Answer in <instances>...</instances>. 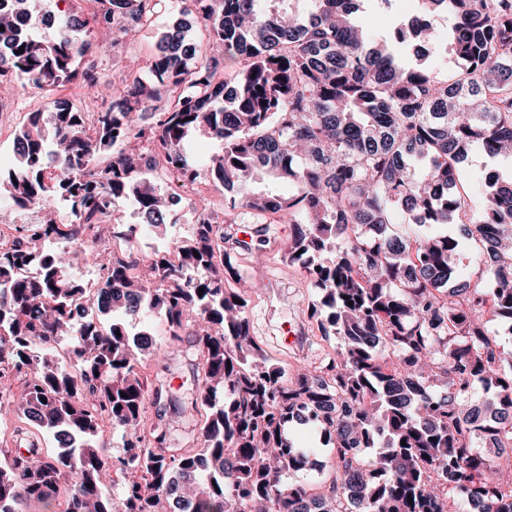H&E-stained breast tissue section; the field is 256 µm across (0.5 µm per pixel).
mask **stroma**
Here are the masks:
<instances>
[{"label": "stroma", "mask_w": 512, "mask_h": 512, "mask_svg": "<svg viewBox=\"0 0 512 512\" xmlns=\"http://www.w3.org/2000/svg\"><path fill=\"white\" fill-rule=\"evenodd\" d=\"M183 21L190 27L193 40L202 42L207 33L200 20L189 11L187 0H162L151 24L139 27L132 36L113 43L111 38L93 34L85 62L95 63L101 82L102 97H110L131 74L147 76L148 65L157 53L163 32L173 23ZM6 105L0 112V166L14 162L13 139L27 122L30 113L45 112L53 106L52 97L41 89L19 94L0 90ZM195 201L207 205L228 225L229 232H255L265 229L267 243L260 255L233 254L239 273L231 286L249 301L248 315L255 341L272 362L282 366L288 376L317 366L321 359L335 355L339 341L322 335L316 322L307 317V305L315 294L302 269L288 265L280 248L292 233L290 224L272 215L257 216L243 208H231L230 196L216 183L199 184ZM151 328L161 338L166 355L146 357L141 371L148 378L164 374L174 395L185 397L192 389V372L198 362L190 332L171 337L163 318L153 317Z\"/></svg>", "instance_id": "stroma-1"}]
</instances>
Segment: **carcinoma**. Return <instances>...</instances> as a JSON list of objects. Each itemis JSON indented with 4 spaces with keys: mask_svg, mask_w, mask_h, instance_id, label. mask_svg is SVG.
Returning <instances> with one entry per match:
<instances>
[{
    "mask_svg": "<svg viewBox=\"0 0 512 512\" xmlns=\"http://www.w3.org/2000/svg\"><path fill=\"white\" fill-rule=\"evenodd\" d=\"M14 2L0 12V85L27 76L40 89L74 78L85 37L149 24L160 0H91L98 8L83 17L71 7L72 24L51 40L20 29L30 12ZM192 2L207 41L168 28L150 80L125 83L92 113L91 131L72 103L35 114L0 196L16 211L42 209L45 234H73L49 218L55 199L89 220L131 198L162 231L169 200L139 176L144 151L154 152L192 183L219 182L231 207L293 225L285 258L306 259L310 317L341 344L320 375L283 378L250 335L247 299L224 287L236 276L224 244H252L222 224H196L191 239L147 258L132 228L91 223L102 245L87 253L92 286L69 276L71 252L47 255L28 236L0 251V414L19 413L63 444L54 456L0 448V512L61 495L62 512H341L347 495L356 512H448L454 500L466 512H512V481L488 475L512 448V359L490 351L480 321L512 335V264L502 261L512 171L488 176L477 213L463 175L477 152L512 162V0H415L414 17L381 39L355 25L364 0ZM438 13L455 18L448 83L421 64L439 51L428 23ZM216 47L235 70L232 88ZM162 88L173 106L154 112ZM195 134L223 144L202 166L184 154ZM260 173L296 193L252 190ZM397 210L413 226L406 237L390 232ZM446 224L476 243L474 284L457 275L458 240L436 231ZM144 312L162 314L173 336L192 330L202 373L191 401L141 373L145 354L162 355L145 331L144 344L128 342ZM167 401L174 417L206 413L199 447L170 448ZM295 425L334 451L336 477L318 493L285 480L315 466L314 449L290 436ZM108 426L120 439L112 459L96 446Z\"/></svg>",
    "mask_w": 512,
    "mask_h": 512,
    "instance_id": "1",
    "label": "carcinoma"
}]
</instances>
